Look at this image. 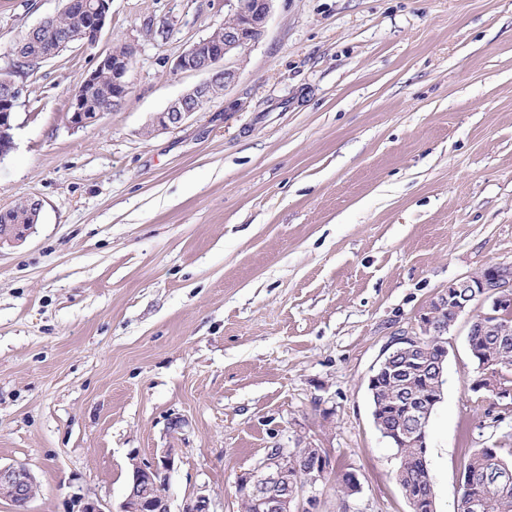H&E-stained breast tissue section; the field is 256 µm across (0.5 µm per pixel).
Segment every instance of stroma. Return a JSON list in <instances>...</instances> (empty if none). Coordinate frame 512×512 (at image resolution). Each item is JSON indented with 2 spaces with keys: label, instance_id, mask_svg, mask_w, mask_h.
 Returning <instances> with one entry per match:
<instances>
[{
  "label": "stroma",
  "instance_id": "stroma-1",
  "mask_svg": "<svg viewBox=\"0 0 512 512\" xmlns=\"http://www.w3.org/2000/svg\"><path fill=\"white\" fill-rule=\"evenodd\" d=\"M61 0H0V70ZM224 0H112L96 48L23 79L0 209L40 219L0 246V462L37 478L28 512L117 508L134 464L172 449L173 512L203 489L245 512L239 475L324 449L302 512H411L368 378L449 283L512 263V0H274L236 81L146 133L203 74L175 59ZM129 44L131 92L83 128L67 98ZM453 326L427 456L455 512L468 449L512 447ZM361 489L342 492L345 472Z\"/></svg>",
  "mask_w": 512,
  "mask_h": 512
}]
</instances>
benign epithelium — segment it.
Masks as SVG:
<instances>
[{
	"mask_svg": "<svg viewBox=\"0 0 512 512\" xmlns=\"http://www.w3.org/2000/svg\"><path fill=\"white\" fill-rule=\"evenodd\" d=\"M273 0H225L231 6L230 21L223 24L224 41L214 42L202 38L178 56L175 71H193L209 74V78L173 101L166 109L156 113L146 129L153 133L177 128L200 111L207 103L208 91L212 84L221 82L229 86L235 82L237 71L223 64L228 57L245 51L255 45L264 33L271 12ZM112 0H70L67 7L80 9L83 22L74 35L61 37V41L76 39L87 45L96 44L112 20ZM133 58L129 45L111 47L96 56L94 67L81 79L79 85L69 93L67 112L69 123L74 128L85 127L101 116L118 108L130 92L128 74ZM112 68V99L110 103L88 98L85 88L96 83L99 72ZM23 71L15 66L5 71L0 78V136L15 147L13 131L16 123V109L25 91L18 80ZM31 229L29 224L0 225V245L15 243L25 238ZM483 305V324L506 332L503 318L512 311V265L499 264L486 269L481 277L467 276L448 284V292L434 301V306L419 316L414 327L395 337L393 343L403 345L402 364L396 366L388 356L382 357L373 367L369 384L375 385L383 378L396 374L410 376L418 371L433 378L429 391L412 394L395 402L417 420L414 430L408 431L400 425L386 426L382 434L390 440L403 444L407 441L417 447L424 446L426 428L433 404L441 401L444 363L448 357L450 341L448 335L458 317L466 312L473 300ZM450 311L453 319H437L442 311ZM438 347V359L428 362L430 348L424 346L426 339ZM486 376L472 378L468 388L479 396L490 393L498 401L512 400V388L503 385H485ZM311 464L307 473L316 480L327 472L330 461L320 448L309 449ZM174 467L172 449L162 448L149 464L137 465L132 472L128 491L117 512H172L170 496L156 488L167 484L168 473ZM237 493L247 502L252 512H294L303 496L304 484L288 471L285 464V449L273 448L263 462L253 471L239 476ZM37 481L33 473L23 464H0V499H6L13 506H27L34 497ZM211 499L203 490L196 491L182 501L178 512H211Z\"/></svg>",
	"mask_w": 512,
	"mask_h": 512,
	"instance_id": "benign-epithelium-1",
	"label": "benign epithelium"
}]
</instances>
